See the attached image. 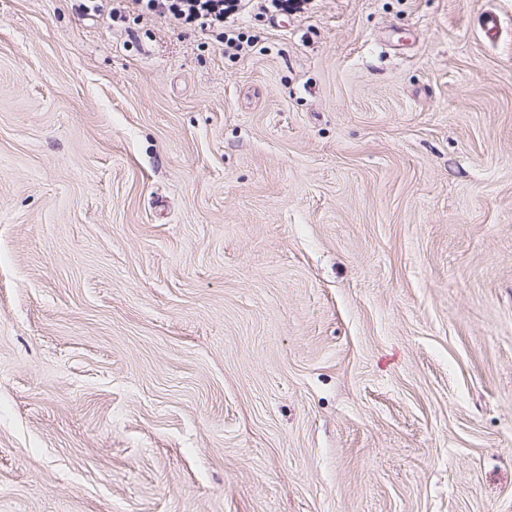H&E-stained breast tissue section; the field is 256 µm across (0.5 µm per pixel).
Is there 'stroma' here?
I'll return each mask as SVG.
<instances>
[{
  "instance_id": "35a3bbf8",
  "label": "stroma",
  "mask_w": 512,
  "mask_h": 512,
  "mask_svg": "<svg viewBox=\"0 0 512 512\" xmlns=\"http://www.w3.org/2000/svg\"><path fill=\"white\" fill-rule=\"evenodd\" d=\"M117 5L0 0V512H512V0ZM128 13L164 20L173 32L187 29L218 32L228 47H240L244 33L235 22L246 14L261 21L269 14L286 15L306 9L307 0H121Z\"/></svg>"
}]
</instances>
